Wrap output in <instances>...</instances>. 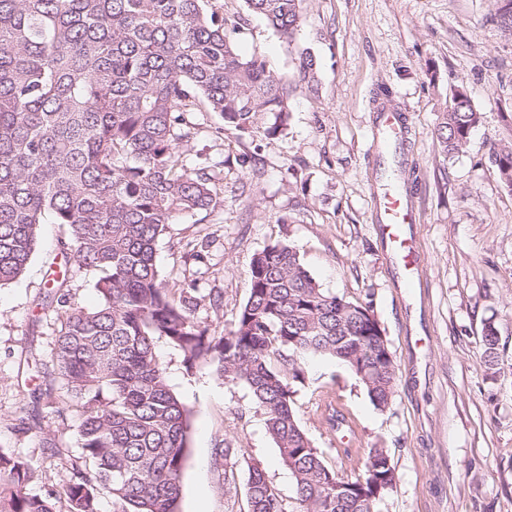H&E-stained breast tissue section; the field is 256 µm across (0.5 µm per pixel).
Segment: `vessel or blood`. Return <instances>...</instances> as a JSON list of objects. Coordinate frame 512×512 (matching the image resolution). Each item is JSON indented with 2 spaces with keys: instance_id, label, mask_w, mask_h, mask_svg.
Instances as JSON below:
<instances>
[{
  "instance_id": "1",
  "label": "vessel or blood",
  "mask_w": 512,
  "mask_h": 512,
  "mask_svg": "<svg viewBox=\"0 0 512 512\" xmlns=\"http://www.w3.org/2000/svg\"><path fill=\"white\" fill-rule=\"evenodd\" d=\"M410 129L403 113L389 105L379 106L371 125L372 151L379 161H386L395 150L406 146ZM374 221L395 266L405 273L404 287L415 285L413 272L421 264L414 226L417 222L414 201L398 183L380 175L373 190Z\"/></svg>"
}]
</instances>
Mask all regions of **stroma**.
<instances>
[{
    "mask_svg": "<svg viewBox=\"0 0 512 512\" xmlns=\"http://www.w3.org/2000/svg\"><path fill=\"white\" fill-rule=\"evenodd\" d=\"M237 48L260 56L294 83L287 126L272 137L235 130L198 112L190 159L224 164V205L180 217L156 244L168 287L193 293L196 314L229 332L249 296L253 256L281 242L294 247L325 291L371 303L396 364L386 410L371 403L340 361L310 356L296 396L300 424L335 458L334 430L318 420V398L335 394L353 426L350 446L384 448L398 476L380 512H512V188L501 180L493 145L512 135V39L491 19L490 0H303L295 40L277 35L244 0H215ZM310 51L316 91L295 81L296 58ZM465 85L481 119L464 152L448 155L435 135L439 116ZM408 117L404 158L416 175L415 226L424 253L421 285L404 288L371 220L376 105ZM251 166L237 163L241 155ZM62 233L40 228L25 273L0 286V448L30 462V490L59 488L66 458L78 451V413H56L35 398L38 370L51 366L61 307L41 308L50 274L67 268ZM199 259H192V252ZM498 333V363L487 369L482 336ZM155 351L171 391L191 411L179 512H248L252 466L286 500L294 482L244 383L187 368L167 340ZM62 447L44 448L41 431ZM232 447L235 484L219 488L217 449Z\"/></svg>",
    "mask_w": 512,
    "mask_h": 512,
    "instance_id": "stroma-1",
    "label": "stroma"
}]
</instances>
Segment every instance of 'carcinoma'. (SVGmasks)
I'll return each mask as SVG.
<instances>
[{"mask_svg": "<svg viewBox=\"0 0 512 512\" xmlns=\"http://www.w3.org/2000/svg\"><path fill=\"white\" fill-rule=\"evenodd\" d=\"M303 0H245L293 41ZM512 37V0H494ZM299 82L317 89L318 64L299 53ZM292 89L264 60L243 56L213 0H0V286L19 278L46 219L63 249L91 273L99 304L69 303L68 273L46 282L47 305L66 307L52 369L38 391L48 405L78 403L79 452L63 496L30 494L35 471L0 448V512H98L99 489L119 512H178L190 409L169 389L155 353L166 339L192 369L205 366L250 389L266 415L280 460L293 477L297 512H378L397 484L382 448L365 460L336 449L330 465L302 429L295 396L302 359L345 363L371 403L388 407L396 366L372 307L320 288L297 252L279 243L256 254L250 294L233 329L212 333L196 299L175 298L155 262L166 226L223 205L224 170L192 165L180 144L197 130L192 114L214 112L216 128L276 135ZM480 122L464 85L435 128L445 154H458ZM512 187V140L494 148ZM485 364L498 355L496 328L484 336ZM232 449L219 448L221 486L234 482ZM248 512H288L265 471L253 466Z\"/></svg>", "mask_w": 512, "mask_h": 512, "instance_id": "cac0c4a2", "label": "carcinoma"}]
</instances>
